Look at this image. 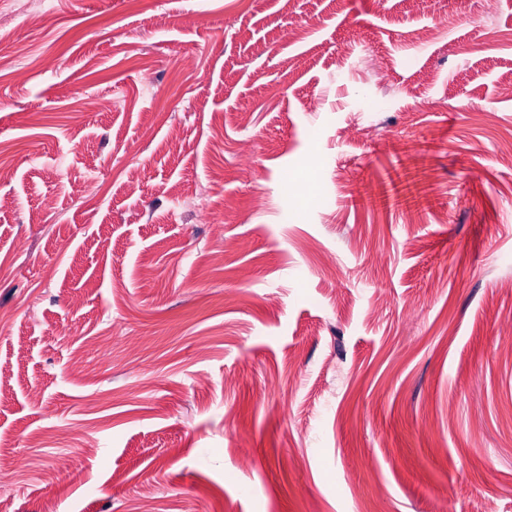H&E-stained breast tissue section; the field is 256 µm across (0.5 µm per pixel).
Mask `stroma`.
Masks as SVG:
<instances>
[{"label":"stroma","mask_w":512,"mask_h":512,"mask_svg":"<svg viewBox=\"0 0 512 512\" xmlns=\"http://www.w3.org/2000/svg\"><path fill=\"white\" fill-rule=\"evenodd\" d=\"M10 512H512V0H0Z\"/></svg>","instance_id":"1"}]
</instances>
